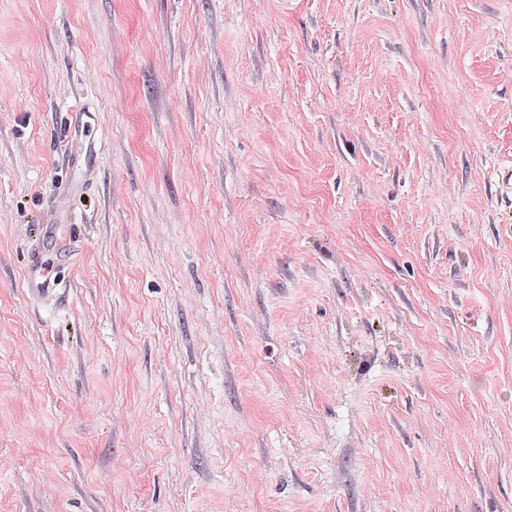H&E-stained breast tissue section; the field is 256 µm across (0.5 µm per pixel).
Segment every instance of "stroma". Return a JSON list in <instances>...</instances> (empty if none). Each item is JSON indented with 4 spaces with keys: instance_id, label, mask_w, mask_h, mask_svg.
Segmentation results:
<instances>
[{
    "instance_id": "35a3bbf8",
    "label": "stroma",
    "mask_w": 512,
    "mask_h": 512,
    "mask_svg": "<svg viewBox=\"0 0 512 512\" xmlns=\"http://www.w3.org/2000/svg\"><path fill=\"white\" fill-rule=\"evenodd\" d=\"M510 163L512 0H0V512H512ZM69 122L73 135L67 140L66 156L68 162L79 174L80 186L86 189L93 183V176L88 173L85 166L86 157L91 150L86 141L85 132H89L97 125V115L88 108H80L71 112ZM59 253L54 249L39 244L31 253L24 273L25 291L36 301L53 300L59 291L55 270L58 266Z\"/></svg>"
}]
</instances>
